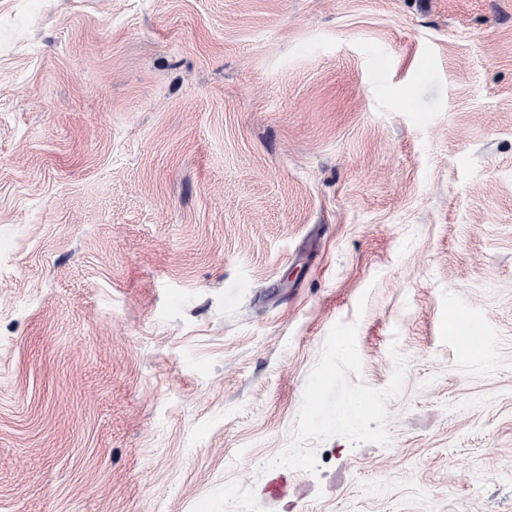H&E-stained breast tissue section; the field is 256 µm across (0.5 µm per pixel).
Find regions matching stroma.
I'll return each instance as SVG.
<instances>
[{
  "label": "stroma",
  "instance_id": "obj_1",
  "mask_svg": "<svg viewBox=\"0 0 512 512\" xmlns=\"http://www.w3.org/2000/svg\"><path fill=\"white\" fill-rule=\"evenodd\" d=\"M0 512H512V0H0Z\"/></svg>",
  "mask_w": 512,
  "mask_h": 512
}]
</instances>
